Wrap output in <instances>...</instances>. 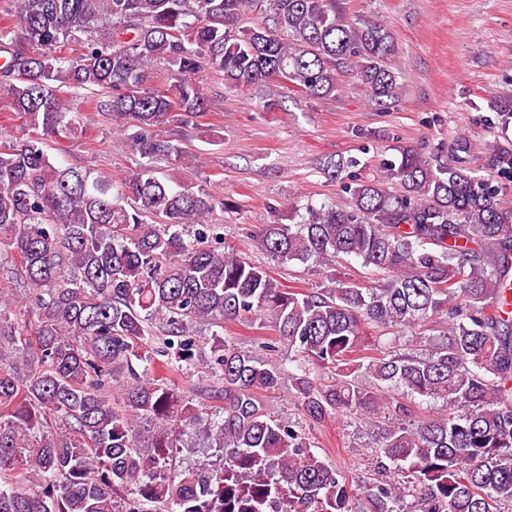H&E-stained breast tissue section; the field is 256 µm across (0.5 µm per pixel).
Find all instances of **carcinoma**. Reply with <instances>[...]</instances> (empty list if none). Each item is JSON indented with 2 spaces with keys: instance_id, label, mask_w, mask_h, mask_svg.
<instances>
[{
  "instance_id": "carcinoma-1",
  "label": "carcinoma",
  "mask_w": 512,
  "mask_h": 512,
  "mask_svg": "<svg viewBox=\"0 0 512 512\" xmlns=\"http://www.w3.org/2000/svg\"><path fill=\"white\" fill-rule=\"evenodd\" d=\"M13 2L0 12V103L32 134L0 144V512H352L339 470L266 408L262 393L285 378L311 423L387 418L374 456L401 480L363 484L362 512L512 504V209L501 185L404 149L386 179L350 188L349 209L309 204L295 224L261 225L252 241L277 265L353 257L383 276L301 292L224 247L212 215L231 203L156 176L185 159L156 127L208 112L196 74L307 99L335 92L347 68L392 99L390 32L342 18L336 0ZM259 3L272 23L241 25ZM87 104L139 156L119 182L45 150L84 131ZM485 166L512 175V148L486 146ZM18 280L31 316L11 311ZM257 321L275 338L211 347L220 410L152 375L194 364V323ZM378 328L410 331L411 347L381 344ZM283 345L288 373L265 356ZM142 421L153 424L147 447ZM193 433L218 462L177 470L171 454Z\"/></svg>"
}]
</instances>
